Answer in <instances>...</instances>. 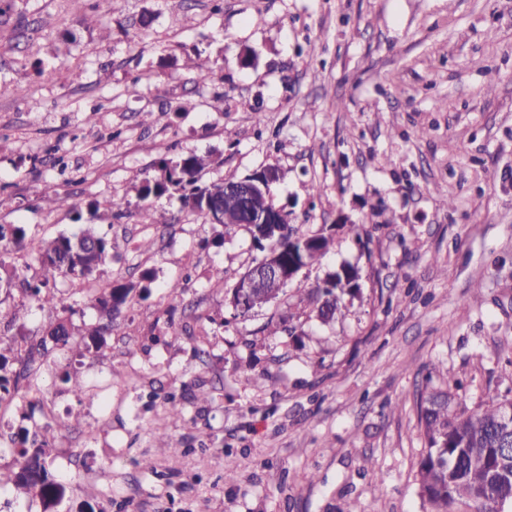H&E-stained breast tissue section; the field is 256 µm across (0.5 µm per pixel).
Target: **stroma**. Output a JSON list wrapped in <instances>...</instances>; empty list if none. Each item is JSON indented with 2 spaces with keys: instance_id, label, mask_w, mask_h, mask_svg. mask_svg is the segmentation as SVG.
<instances>
[{
  "instance_id": "obj_1",
  "label": "stroma",
  "mask_w": 512,
  "mask_h": 512,
  "mask_svg": "<svg viewBox=\"0 0 512 512\" xmlns=\"http://www.w3.org/2000/svg\"><path fill=\"white\" fill-rule=\"evenodd\" d=\"M88 6L15 0L0 18V224L29 244L10 262L38 273L32 242L78 232L119 197L95 283L154 276L113 320L105 356L61 352L43 372L66 486L56 512H431L415 393L459 378L470 408L512 388V0H224L218 15L211 0H112L86 28ZM201 55L222 80L195 81ZM207 152L208 184L278 166L291 223L335 237L244 319L231 291L260 255L246 228L174 197L160 201L174 223L139 216L159 159ZM47 179L68 206L45 198ZM344 264L359 289L342 318L267 335L297 291ZM201 387L208 401L194 400ZM71 411L80 425L62 427ZM160 429L178 455L158 448Z\"/></svg>"
}]
</instances>
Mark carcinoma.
<instances>
[{"label":"carcinoma","mask_w":512,"mask_h":512,"mask_svg":"<svg viewBox=\"0 0 512 512\" xmlns=\"http://www.w3.org/2000/svg\"><path fill=\"white\" fill-rule=\"evenodd\" d=\"M209 155L189 154L175 160L162 159L157 173L143 180L139 197L144 202L140 215L147 224H167L166 213L153 201L179 194L182 209L195 213L226 229L224 213L231 212L239 225L251 227L257 249L266 251L273 261L293 274L317 263L333 246V236L323 232L305 234L287 222V216L274 212L275 201L269 182L281 178L278 167H270V176L250 177L236 191H224V182L204 184L203 176L212 165ZM24 229L16 224H0V293L10 295L19 282L22 292L42 309L57 311L59 301L48 288L58 276L88 281L112 263V239L88 227L78 234H59L44 238L33 246L40 262V274L27 276L17 265H6L4 253L12 246H24ZM358 272L351 266L330 275L323 284L300 293L295 308L310 310L328 323L346 309L344 296L358 290ZM287 284L276 279L260 282L245 291L244 312L256 310L277 300ZM136 288L132 283L109 284L104 288H85L108 319L106 323L74 325L72 316L59 317L38 336L19 328L13 337V357L0 354V404L19 401L29 408L24 418L29 427L11 433L9 445L0 448V457L8 453L12 468L0 471V489L8 486L22 497L39 501L43 512L64 498L66 488L54 479L52 448L41 437L48 424L35 420L37 403L29 399L39 389L42 366L58 347L82 355L97 354L108 347L112 333V315L119 312ZM417 424L425 448L417 461L421 496L434 512H508L512 509V420L506 413L512 399L491 396L485 404L459 407L451 388L427 386L416 395Z\"/></svg>","instance_id":"obj_1"}]
</instances>
